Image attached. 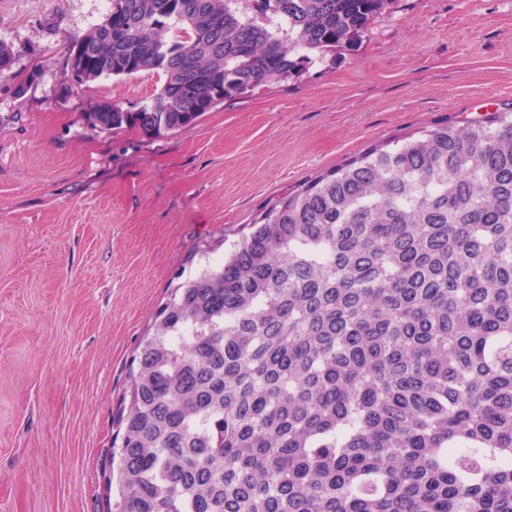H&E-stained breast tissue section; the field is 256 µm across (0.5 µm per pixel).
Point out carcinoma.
<instances>
[{
	"instance_id": "cac0c4a2",
	"label": "carcinoma",
	"mask_w": 512,
	"mask_h": 512,
	"mask_svg": "<svg viewBox=\"0 0 512 512\" xmlns=\"http://www.w3.org/2000/svg\"><path fill=\"white\" fill-rule=\"evenodd\" d=\"M111 2L74 80L164 82L88 123L160 135L355 51L397 0ZM118 423L107 512H512V107L262 211L159 310Z\"/></svg>"
}]
</instances>
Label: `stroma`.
<instances>
[{
  "instance_id": "stroma-1",
  "label": "stroma",
  "mask_w": 512,
  "mask_h": 512,
  "mask_svg": "<svg viewBox=\"0 0 512 512\" xmlns=\"http://www.w3.org/2000/svg\"><path fill=\"white\" fill-rule=\"evenodd\" d=\"M109 8L0 0V512H107L142 337L265 206L374 144L512 104V0H397L356 52L190 128L95 129L98 103L135 110L162 84L72 79L69 44Z\"/></svg>"
}]
</instances>
